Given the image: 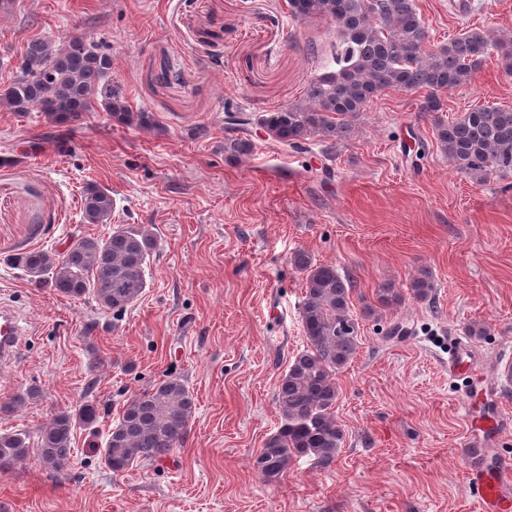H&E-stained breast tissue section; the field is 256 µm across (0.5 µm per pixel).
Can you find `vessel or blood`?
I'll return each instance as SVG.
<instances>
[{
  "label": "vessel or blood",
  "instance_id": "vessel-or-blood-1",
  "mask_svg": "<svg viewBox=\"0 0 512 512\" xmlns=\"http://www.w3.org/2000/svg\"><path fill=\"white\" fill-rule=\"evenodd\" d=\"M20 316L10 307L0 304V362L11 361L25 336ZM477 355L467 340H459L448 355L449 374L460 376L475 369ZM488 442L487 434L473 433L464 446L470 463L466 478L478 494L480 512H512V460L504 458L487 465L480 453Z\"/></svg>",
  "mask_w": 512,
  "mask_h": 512
}]
</instances>
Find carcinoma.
I'll use <instances>...</instances> for the list:
<instances>
[{
  "mask_svg": "<svg viewBox=\"0 0 512 512\" xmlns=\"http://www.w3.org/2000/svg\"><path fill=\"white\" fill-rule=\"evenodd\" d=\"M288 5L298 18L321 17L335 25L338 40L331 52L336 69L313 80L301 100L275 112H240L236 121L224 113V152L234 157L251 153L256 126L286 150H303L314 137L330 144L350 134L358 113L387 89L421 92L420 111L440 112L441 96L470 83L493 50L512 73L511 39L493 42L487 34L469 29L435 49L426 47L416 0H288ZM112 70V55L83 37L58 44L32 38L20 74L0 91V107L17 113L36 108L55 127H69L102 110L119 125L161 131L153 113L131 108ZM435 139L450 166L478 183L495 172L512 174L511 106H478L440 121ZM114 206L109 190L87 186L82 223L107 225L106 236H80L63 252L30 249L13 255L10 262L63 296L90 293L112 317L120 316L145 291V272L157 241L142 226L112 223ZM291 263L306 273L299 311L305 346L279 380L280 425L253 461L268 482L279 480L298 458L324 469L336 461L345 438L334 411L339 396L336 374L354 360L360 347V322L351 310L355 282L333 265L313 263L301 251L293 254ZM431 288L427 272L412 278L415 297L427 298ZM194 410L184 380L174 373L164 376L132 399L107 431L104 465L120 474L143 461L167 457L186 442ZM99 414L95 399L57 413L38 435L42 463L54 473L66 467L75 428H94ZM29 453L26 434L0 433V471L15 469Z\"/></svg>",
  "mask_w": 512,
  "mask_h": 512,
  "instance_id": "cac0c4a2",
  "label": "carcinoma"
}]
</instances>
